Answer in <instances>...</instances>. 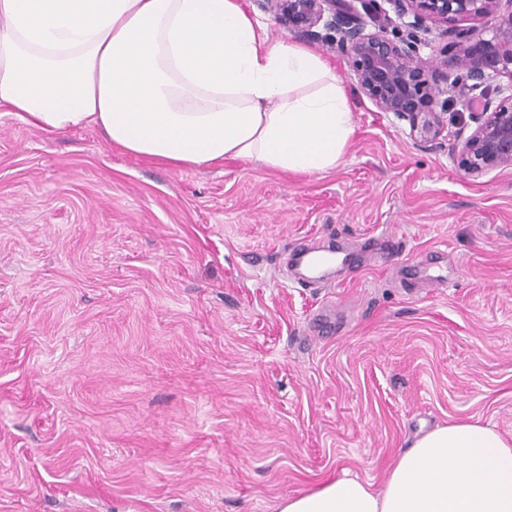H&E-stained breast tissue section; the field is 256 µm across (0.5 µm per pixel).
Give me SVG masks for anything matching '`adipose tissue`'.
I'll use <instances>...</instances> for the list:
<instances>
[{
	"label": "adipose tissue",
	"instance_id": "adipose-tissue-1",
	"mask_svg": "<svg viewBox=\"0 0 512 512\" xmlns=\"http://www.w3.org/2000/svg\"><path fill=\"white\" fill-rule=\"evenodd\" d=\"M53 135L95 126L176 167L224 159L314 175L355 133L316 51L270 36L242 0H0V112ZM275 512H512V441L452 423L398 454L382 485L347 468Z\"/></svg>",
	"mask_w": 512,
	"mask_h": 512
}]
</instances>
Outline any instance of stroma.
<instances>
[{"label": "stroma", "mask_w": 512, "mask_h": 512, "mask_svg": "<svg viewBox=\"0 0 512 512\" xmlns=\"http://www.w3.org/2000/svg\"><path fill=\"white\" fill-rule=\"evenodd\" d=\"M336 66L335 169H176L0 115V512H273L436 426L512 438V168ZM354 261L298 279V248Z\"/></svg>", "instance_id": "1"}]
</instances>
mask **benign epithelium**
<instances>
[{"mask_svg": "<svg viewBox=\"0 0 512 512\" xmlns=\"http://www.w3.org/2000/svg\"><path fill=\"white\" fill-rule=\"evenodd\" d=\"M261 2L285 31L336 46L360 93L380 111L407 121L415 135L438 138L448 102L461 98L474 124L460 151L465 174L512 167V97L497 102L490 90L495 78L512 81V0ZM433 25L455 44L451 57H421ZM434 72L450 78L447 87L432 81Z\"/></svg>", "mask_w": 512, "mask_h": 512, "instance_id": "7a95c632", "label": "benign epithelium"}]
</instances>
